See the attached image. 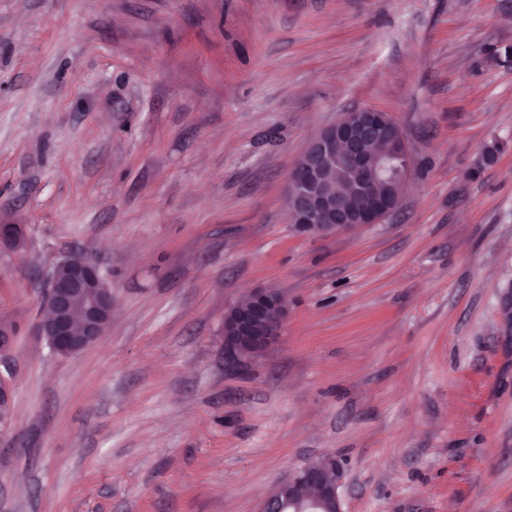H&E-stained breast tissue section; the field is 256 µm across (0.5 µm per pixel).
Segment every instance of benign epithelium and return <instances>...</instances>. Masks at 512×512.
Here are the masks:
<instances>
[{
	"instance_id": "7a95c632",
	"label": "benign epithelium",
	"mask_w": 512,
	"mask_h": 512,
	"mask_svg": "<svg viewBox=\"0 0 512 512\" xmlns=\"http://www.w3.org/2000/svg\"><path fill=\"white\" fill-rule=\"evenodd\" d=\"M408 145L400 126L385 112L366 108L343 113L306 146L286 181L285 202L301 233L327 235L378 224L399 209L410 179ZM26 238V229L0 221V246ZM46 316L37 324L51 353L66 357L93 345L112 319V286L97 261L62 256L45 276ZM288 319L282 294L256 288L246 304L224 318V356L231 366L250 362L281 336ZM344 470L333 456L308 463L279 483L260 512H343ZM312 495L298 501L297 488Z\"/></svg>"
}]
</instances>
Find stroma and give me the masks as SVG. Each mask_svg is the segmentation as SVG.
Here are the masks:
<instances>
[{
    "label": "stroma",
    "mask_w": 512,
    "mask_h": 512,
    "mask_svg": "<svg viewBox=\"0 0 512 512\" xmlns=\"http://www.w3.org/2000/svg\"><path fill=\"white\" fill-rule=\"evenodd\" d=\"M512 0H0V512H259L343 461L344 512H512ZM402 128L399 211L297 232L343 112ZM112 322L52 355L63 255ZM281 291L246 368L224 313Z\"/></svg>",
    "instance_id": "1"
}]
</instances>
